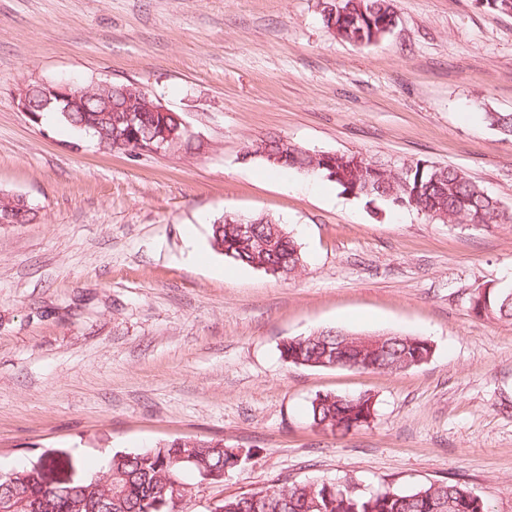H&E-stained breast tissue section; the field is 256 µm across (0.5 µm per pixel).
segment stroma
Listing matches in <instances>:
<instances>
[{
  "label": "stroma",
  "instance_id": "obj_1",
  "mask_svg": "<svg viewBox=\"0 0 512 512\" xmlns=\"http://www.w3.org/2000/svg\"><path fill=\"white\" fill-rule=\"evenodd\" d=\"M357 46L322 0H0V192L37 216L0 224V468L40 457L79 480L113 452L175 438L243 451L193 512L284 481L411 491L466 482L512 512V322L477 318L512 287V222L438 224L241 152L306 149L461 170L512 215V13L393 0ZM134 81L180 115L191 149L129 155L15 103L27 84ZM267 215L294 234L289 280L214 251L212 224ZM335 328L430 341L399 373L285 362L284 339ZM374 395L368 426L313 428L319 394ZM493 285L484 286L482 289V293L486 291V288H491L489 291H486L483 295L484 304L481 305L479 303V298L481 296L480 292L472 293L470 297V308H472L473 312L476 316H485L488 318H493L497 320L503 321H511L512 320V288H500L494 287ZM475 297L478 299L475 306L472 305L471 298Z\"/></svg>",
  "mask_w": 512,
  "mask_h": 512
}]
</instances>
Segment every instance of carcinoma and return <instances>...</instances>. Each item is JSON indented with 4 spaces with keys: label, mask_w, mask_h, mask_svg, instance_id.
<instances>
[{
    "label": "carcinoma",
    "mask_w": 512,
    "mask_h": 512,
    "mask_svg": "<svg viewBox=\"0 0 512 512\" xmlns=\"http://www.w3.org/2000/svg\"><path fill=\"white\" fill-rule=\"evenodd\" d=\"M348 10L341 20L324 14L325 26L341 40L353 43L360 28L353 23L365 10L375 23L394 24L391 0H343ZM129 91L114 84L107 92L93 93L81 111L63 112L57 106L45 108L57 112L70 126L90 133L98 143L112 146V140L124 136L140 146L156 143L165 131H177L190 145L188 131L175 112H145L130 131L122 122L123 106ZM112 111H106L107 101ZM486 122L506 135H512V112H487ZM261 158L270 166L320 174L336 184L341 192L368 203L407 208L442 224H470L490 227L512 219L501 211L498 200L462 171L440 165L425 168L420 162L395 165L396 172L377 177L370 172L375 161L356 152H332L316 157L309 150L293 147L288 161L279 164L282 139L263 140ZM35 218L29 205H19L15 197L0 194V224H26ZM254 235L243 239L237 231V217L226 215L211 225V245L233 262L288 279L303 266V255L295 237L278 222L265 217L252 218ZM475 298L484 303L472 307L477 316L512 320V288L494 287ZM432 353L426 340L409 335L388 334L377 349L364 345L362 337L340 330L324 329L282 342L280 355L288 363L324 368L335 358L343 368L399 372L409 363L419 362ZM374 412L372 397H316L309 416L313 427L333 435H345L367 426ZM242 451L224 447V440L179 442L174 439L152 448L117 451L100 470L71 486L48 485L45 472L54 469L51 460L39 461L40 469L30 466L13 469L15 478L0 493L15 498L18 512H99L98 502L112 495L109 512H187L192 499L188 476L216 475L236 468ZM212 512H488L485 503L468 486L456 481L427 482L406 492L387 485L377 492L359 489L354 482L334 485L320 482L314 488L305 483L284 484L258 492L224 497Z\"/></svg>",
    "instance_id": "1"
}]
</instances>
